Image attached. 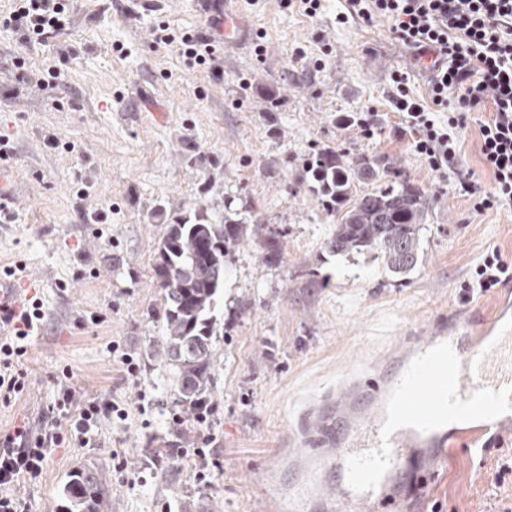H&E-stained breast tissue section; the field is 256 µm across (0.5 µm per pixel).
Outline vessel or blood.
<instances>
[{"label":"vessel or blood","instance_id":"b4317fda","mask_svg":"<svg viewBox=\"0 0 512 512\" xmlns=\"http://www.w3.org/2000/svg\"><path fill=\"white\" fill-rule=\"evenodd\" d=\"M252 37L249 15L228 10L212 40L227 47ZM450 418L468 420L461 433L479 446L489 433L512 432V324L476 313L452 315L440 335L418 337L384 411L345 440L337 482L308 473L289 484V501L300 505L325 496L342 512H388L390 503L379 497V489L420 448L447 446L449 433L436 428Z\"/></svg>","mask_w":512,"mask_h":512}]
</instances>
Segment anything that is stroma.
<instances>
[{"label": "stroma", "mask_w": 512, "mask_h": 512, "mask_svg": "<svg viewBox=\"0 0 512 512\" xmlns=\"http://www.w3.org/2000/svg\"><path fill=\"white\" fill-rule=\"evenodd\" d=\"M240 7L265 51L221 50L219 78L152 39L162 22L176 34L201 32L192 0H72L70 30L45 46L0 28V133L16 173L15 221L0 223V265L26 264L21 297L39 298L45 312L28 339L24 391L0 400V429H40L64 385L81 399L133 406L144 393L155 401L146 415L103 422L87 446L52 449L42 475L13 488L28 512H64L69 473L90 463L111 488L103 512H279L274 491L300 465L308 449L301 428L321 423L323 400L335 401L337 421H367L354 399L367 397L369 380L395 374L415 337L436 333L449 313L489 317L512 300L507 283L467 301L460 295L487 252L499 249L512 262V205L478 212L459 191L464 171L491 184L479 155L488 109L455 131L456 162L439 175L394 135L402 118L388 102L391 73L409 68L410 97L430 99L427 75L411 68L410 50L392 41L387 22H340L344 0H324L312 18L283 0ZM301 50L321 67L304 69ZM16 57L60 76L46 88L17 81ZM159 112L166 120H156ZM355 112L377 113L380 134L365 138L337 124ZM51 137L57 148H47ZM327 148L347 164L384 159L381 180L396 172L422 189L415 269L395 275L372 255L326 250L337 219L309 192L304 163ZM160 208L171 218L234 210L245 223L286 233L280 263H265L249 240L224 275L216 308L224 333L208 393L215 465L205 487L190 461L169 454L198 438L193 420H173V368L160 354ZM100 209L107 223H89ZM115 340L137 362V377L113 358ZM452 444L422 450L415 492L401 477L385 487L394 512H512V436L479 455L464 437ZM116 450L130 470L113 471Z\"/></svg>", "instance_id": "35a3bbf8"}]
</instances>
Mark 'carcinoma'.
<instances>
[{
  "mask_svg": "<svg viewBox=\"0 0 512 512\" xmlns=\"http://www.w3.org/2000/svg\"><path fill=\"white\" fill-rule=\"evenodd\" d=\"M384 167L381 159L345 167L336 152L323 150L307 166L306 174L323 206L333 216L341 214L325 248L338 255L371 254L389 271L404 275L420 258L422 190L395 179L350 202L352 181L372 180ZM249 238L263 243L268 261L279 259L282 234L278 228L227 217L219 221L199 208L166 225L158 242L154 277L161 285L171 283L162 293V353L174 366V387L191 415L213 384V337L221 335L215 310L224 272ZM63 493L65 512H102L108 487L99 467L83 465L70 473Z\"/></svg>",
  "mask_w": 512,
  "mask_h": 512,
  "instance_id": "1",
  "label": "carcinoma"
}]
</instances>
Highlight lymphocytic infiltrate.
Listing matches in <instances>:
<instances>
[{
  "mask_svg": "<svg viewBox=\"0 0 512 512\" xmlns=\"http://www.w3.org/2000/svg\"><path fill=\"white\" fill-rule=\"evenodd\" d=\"M351 15L372 22L390 21L392 38L418 53L439 55L438 72L430 85L434 105L448 110L447 127H438L428 109L407 93L408 75L396 72L392 103L405 121L396 137L411 135V146L433 171L447 169L456 156L454 129L465 127L471 111L491 107L480 127V157L492 175L490 189L465 178L460 189L477 210L512 202V0H348ZM70 25L67 0H15L0 16V27L18 34L23 42L42 45L60 37ZM155 41L177 44L190 66L220 74L216 51L205 36L182 33L174 37L165 24L152 31ZM44 317L39 301L21 308L0 307V395L23 391L27 371L26 341ZM129 418L127 404L105 398L76 399L70 388H60L44 427L21 425L0 432V512H26L25 501L11 494L20 479L43 472L52 449L66 443L88 445L102 423Z\"/></svg>",
  "mask_w": 512,
  "mask_h": 512,
  "instance_id": "f902f5d3",
  "label": "lymphocytic infiltrate"
}]
</instances>
